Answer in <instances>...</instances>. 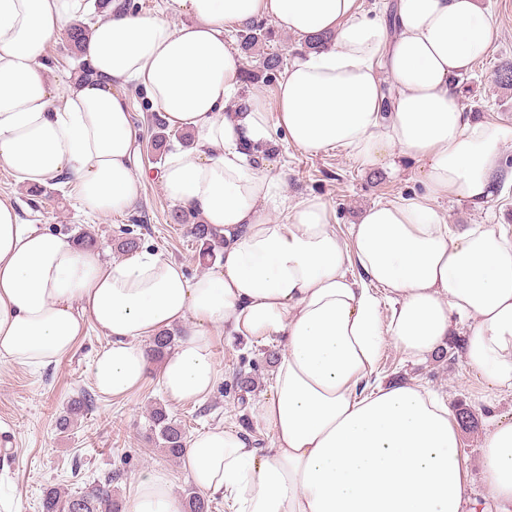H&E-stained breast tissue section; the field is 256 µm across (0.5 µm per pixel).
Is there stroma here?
<instances>
[{
    "mask_svg": "<svg viewBox=\"0 0 512 512\" xmlns=\"http://www.w3.org/2000/svg\"><path fill=\"white\" fill-rule=\"evenodd\" d=\"M482 10L499 28L492 49L477 59L467 72L468 90L463 93L464 111L477 118L512 125V87L503 88L493 80L495 70L512 63V0H480ZM132 120L138 131L135 144L136 172L141 178V197L123 214L92 218L78 211L72 185L59 181L46 186L39 195L28 189L6 168L0 166V199L10 200L23 223L41 230L66 235L68 228L89 229L93 247L103 259L120 261L127 254L119 247L125 237L135 238L138 248H148L165 258L182 263L188 277L214 271L215 263L200 264L198 248L184 224L174 223V204L159 183V173L174 140L156 146L152 114L138 99H131ZM267 150L259 152L254 167L274 177L275 183L265 210L283 217L285 206L308 196L325 200L334 212L339 236H346L362 210L424 191L421 165L403 159L398 170L384 166L359 165L346 151L336 149L318 155L304 153L288 144L282 131H271ZM452 228L492 222L512 226V143L503 150L499 190L485 208L445 200L437 204ZM108 340L88 329L73 352L60 362L40 369L0 363V491L14 495L21 512H41L45 488L75 491L106 474H113L118 499H126L133 478L143 470L158 469L168 474L178 494L190 483L181 467L156 446L150 411L165 405L169 415L186 426L187 435L217 425H245L259 445L268 446L270 434L259 417V406L270 385V368L262 347L223 334L215 336V351L221 375L212 393L202 401H169L157 382L156 373L133 395L111 397L96 394L94 407L80 416L67 432L57 421L70 401L81 391L94 392L91 362ZM376 370L385 381L416 379L444 398L453 411L469 409L470 426L461 430L459 451L470 465L471 494L482 498L483 439L500 419H512V389L488 392L481 376L462 360L456 347L421 364L407 362L392 342L380 350ZM245 372L257 379V388L240 396L235 377Z\"/></svg>",
    "mask_w": 512,
    "mask_h": 512,
    "instance_id": "35a3bbf8",
    "label": "stroma"
}]
</instances>
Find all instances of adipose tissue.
I'll return each instance as SVG.
<instances>
[{
    "label": "adipose tissue",
    "instance_id": "1",
    "mask_svg": "<svg viewBox=\"0 0 512 512\" xmlns=\"http://www.w3.org/2000/svg\"><path fill=\"white\" fill-rule=\"evenodd\" d=\"M169 6L189 23L118 10L92 23L87 0H0V165L29 187L69 177L86 215L131 210L141 180L128 90L142 89L170 130L193 136L167 154L160 182L223 234L218 269L191 278L147 249L106 261L0 200V362H59L93 328L109 339L92 360L94 385L127 396L146 379V340L181 324L158 377L179 402L214 389L217 332L272 344V395L259 412L272 440L262 448L245 428L222 426L190 438L182 461L201 495L230 512H484L468 496L452 408L416 381H384L376 363L386 340L427 360L464 319L465 363L488 387H512V234L501 224L453 230L435 206L480 208L496 194L512 126L473 119L452 83L497 40L495 23L478 0ZM263 19L302 40L332 35V45L283 70L274 111H229L241 63L227 32ZM72 21L89 24L81 55L93 74L60 84L43 55ZM273 127L303 152L339 148L367 167L417 158L426 192L371 204L346 243L321 198L271 218L262 203L272 179L250 168L243 145ZM481 452L486 499L507 512L512 420ZM126 512L183 504L167 473L147 470Z\"/></svg>",
    "mask_w": 512,
    "mask_h": 512
}]
</instances>
